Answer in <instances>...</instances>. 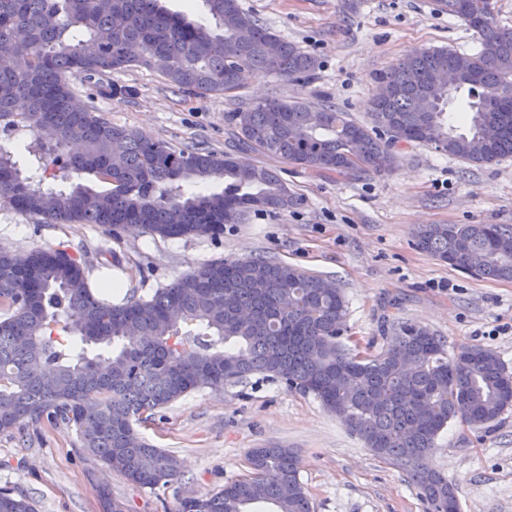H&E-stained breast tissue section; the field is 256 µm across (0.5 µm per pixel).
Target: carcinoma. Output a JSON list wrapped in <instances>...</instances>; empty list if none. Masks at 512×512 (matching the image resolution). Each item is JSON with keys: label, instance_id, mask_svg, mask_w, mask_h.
I'll return each mask as SVG.
<instances>
[{"label": "carcinoma", "instance_id": "obj_1", "mask_svg": "<svg viewBox=\"0 0 512 512\" xmlns=\"http://www.w3.org/2000/svg\"><path fill=\"white\" fill-rule=\"evenodd\" d=\"M210 23L188 20L159 0H0V205L48 224H98L107 232L138 227L162 238L217 234L224 220L244 221L254 203L268 211L297 204L277 173L239 166L228 154L176 148L102 112L71 107L69 75L139 66L202 96L240 89L255 74L306 80L314 57L247 14L239 0H204ZM488 0H439L441 11L473 30L479 48L416 49L380 73L393 95L373 107L372 126L333 106L268 98L229 113L242 144L303 169L380 175L400 143H419L464 162L487 165L512 156V108L487 110L489 98L512 93V28L491 11L466 18ZM21 33L15 52L8 36ZM279 47L270 58L267 46ZM463 64L461 84L441 79ZM465 92L467 133L448 123V105ZM431 97L437 111H420ZM498 129L482 138L477 118ZM82 149L69 153L70 143ZM27 165L20 167L16 149ZM91 174L106 193L80 184L49 187L58 173ZM223 184L219 192H190ZM416 247L475 276L512 280L511 224H428ZM93 292L66 251L0 253V434L44 422L76 427L94 460L139 488L180 480L177 458L147 443L136 425L188 392L242 383L254 375L311 393L376 456L402 470L426 512H459L455 489L425 466L453 420L483 428L512 407V373L490 348L445 341L407 323L382 352L361 354L341 340L348 304L340 288L271 257L212 262L149 298L129 292L114 304ZM414 361L408 371L398 361ZM249 471L214 493L193 491L178 512H312L291 448L268 445L247 455ZM0 512H34L0 490Z\"/></svg>", "mask_w": 512, "mask_h": 512}]
</instances>
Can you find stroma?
<instances>
[{
    "label": "stroma",
    "mask_w": 512,
    "mask_h": 512,
    "mask_svg": "<svg viewBox=\"0 0 512 512\" xmlns=\"http://www.w3.org/2000/svg\"><path fill=\"white\" fill-rule=\"evenodd\" d=\"M240 3L315 58L309 80L259 74L234 95L202 97L135 67L74 75L72 88L115 125L273 169L298 205L249 214L216 237L175 239L140 229L112 235L94 224H47L0 206V250L60 247L83 263L92 286L109 278L143 297L203 265L265 255L344 290L350 346L380 352L394 325L407 322L440 336L448 352L481 345L512 369V280L475 277L415 244L425 224L512 225V157L478 167L413 144L398 149L385 174L316 173L241 148L228 120L239 106L276 97L330 104L370 124L380 73L419 48L473 53L474 31L439 12L435 0ZM137 431L177 457L181 481L133 486L84 452L73 425L58 422L0 434V488L26 498L35 512H177L186 491H218L246 472L250 449L280 444L300 458L313 512H425L406 475L365 448L313 394L259 375L193 390ZM428 465L454 487L460 512H512V410L485 429L449 423Z\"/></svg>",
    "instance_id": "1"
}]
</instances>
